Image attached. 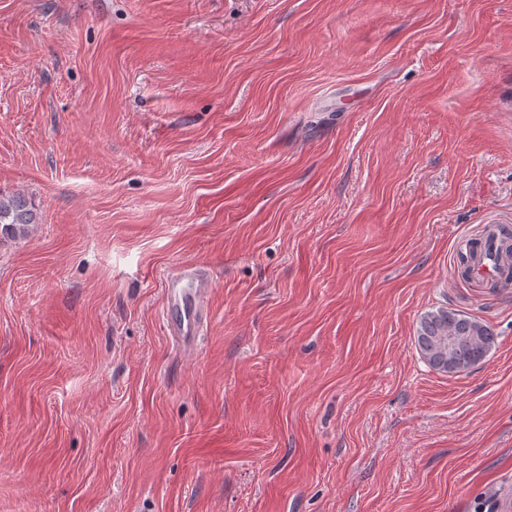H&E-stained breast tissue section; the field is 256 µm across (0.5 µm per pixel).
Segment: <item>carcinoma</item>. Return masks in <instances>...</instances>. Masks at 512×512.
Masks as SVG:
<instances>
[{"instance_id":"1","label":"carcinoma","mask_w":512,"mask_h":512,"mask_svg":"<svg viewBox=\"0 0 512 512\" xmlns=\"http://www.w3.org/2000/svg\"><path fill=\"white\" fill-rule=\"evenodd\" d=\"M35 223L26 203L0 193V234L24 237ZM417 347L427 364L443 373H458L480 363L495 345L486 322L461 311L439 307L419 319Z\"/></svg>"}]
</instances>
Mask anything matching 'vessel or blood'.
<instances>
[{"label":"vessel or blood","instance_id":"obj_1","mask_svg":"<svg viewBox=\"0 0 512 512\" xmlns=\"http://www.w3.org/2000/svg\"><path fill=\"white\" fill-rule=\"evenodd\" d=\"M166 320L180 350L194 351L208 318L211 279L205 268L186 263L165 277Z\"/></svg>","mask_w":512,"mask_h":512}]
</instances>
